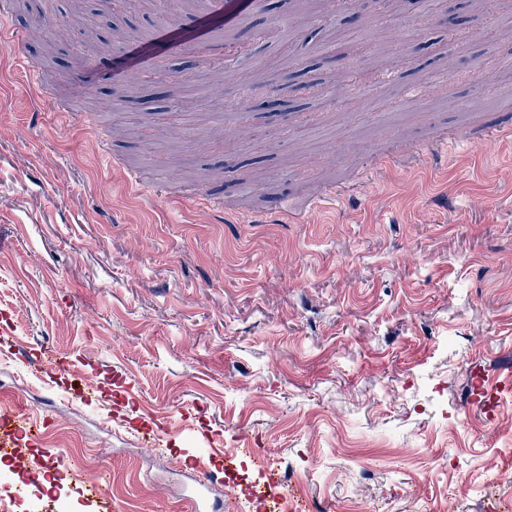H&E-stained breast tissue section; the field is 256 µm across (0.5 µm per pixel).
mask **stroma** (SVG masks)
Listing matches in <instances>:
<instances>
[{
	"label": "stroma",
	"instance_id": "1",
	"mask_svg": "<svg viewBox=\"0 0 512 512\" xmlns=\"http://www.w3.org/2000/svg\"><path fill=\"white\" fill-rule=\"evenodd\" d=\"M451 5L495 38L450 41L438 19ZM235 12L226 0L202 39L169 45L155 12L122 5L135 50L77 66L69 0L14 11L0 69L16 53L39 66L38 86L14 75L0 99V389L27 403L22 448L74 460L54 471L68 512H89L98 486L121 512H192L177 470L199 459L223 512L248 496L236 472L260 483L266 464L295 472L302 512H512V181L494 175L512 155L483 148L512 128V0L477 17L467 0H423L363 36L328 4L282 0L241 37L222 22ZM189 52L199 79L172 85L170 110L146 79L140 101L108 106L114 76L143 60L176 74ZM451 54L467 57L465 81L449 76ZM296 56L325 77L347 64L349 88L313 100L302 75L253 98L311 100L308 118L243 114L239 74ZM411 82L434 87L417 107L402 104ZM469 121L475 142L444 173L382 162ZM97 127L113 132L112 163ZM199 168L209 181L191 178ZM327 184L353 195L358 223L332 209L307 224L192 216L199 192L246 214ZM44 345L70 370L21 362ZM151 412L171 424L146 456Z\"/></svg>",
	"mask_w": 512,
	"mask_h": 512
}]
</instances>
